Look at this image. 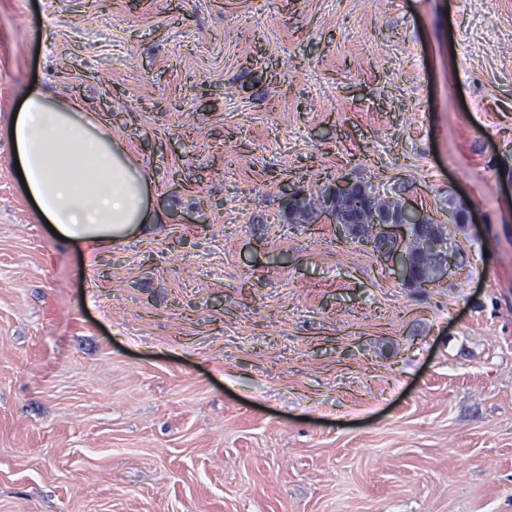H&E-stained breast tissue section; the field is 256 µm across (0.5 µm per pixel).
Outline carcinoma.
<instances>
[{"mask_svg": "<svg viewBox=\"0 0 512 512\" xmlns=\"http://www.w3.org/2000/svg\"><path fill=\"white\" fill-rule=\"evenodd\" d=\"M328 208L336 215L337 223L345 225L348 232L358 239L371 243L372 250L391 251L399 246L411 253L417 261L415 273L420 282L432 283L439 279L438 255L429 252L427 240L447 241L441 225L422 224L413 238L403 242L373 233V227L378 224L397 223L401 218L402 204L358 183L330 199L324 194L309 197L299 194L288 214L302 218Z\"/></svg>", "mask_w": 512, "mask_h": 512, "instance_id": "carcinoma-1", "label": "carcinoma"}]
</instances>
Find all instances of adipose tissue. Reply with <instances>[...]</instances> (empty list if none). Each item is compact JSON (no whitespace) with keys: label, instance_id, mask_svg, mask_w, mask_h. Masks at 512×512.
Returning <instances> with one entry per match:
<instances>
[{"label":"adipose tissue","instance_id":"obj_1","mask_svg":"<svg viewBox=\"0 0 512 512\" xmlns=\"http://www.w3.org/2000/svg\"><path fill=\"white\" fill-rule=\"evenodd\" d=\"M0 135L13 137L26 190L62 237L98 249L152 232L141 163L78 101L31 88L14 127Z\"/></svg>","mask_w":512,"mask_h":512}]
</instances>
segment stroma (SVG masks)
I'll return each instance as SVG.
<instances>
[{
  "label": "stroma",
  "instance_id": "35a3bbf8",
  "mask_svg": "<svg viewBox=\"0 0 512 512\" xmlns=\"http://www.w3.org/2000/svg\"><path fill=\"white\" fill-rule=\"evenodd\" d=\"M33 86L159 221L58 238L0 137V512H512V0H0ZM340 176L455 266L288 216Z\"/></svg>",
  "mask_w": 512,
  "mask_h": 512
}]
</instances>
